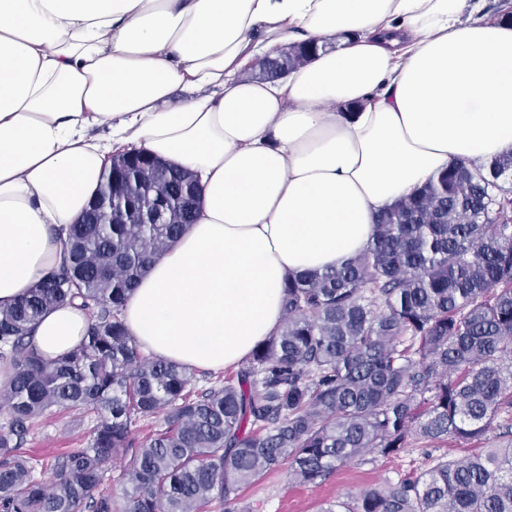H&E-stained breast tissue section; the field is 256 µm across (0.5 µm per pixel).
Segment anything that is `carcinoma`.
Instances as JSON below:
<instances>
[{
	"instance_id": "cac0c4a2",
	"label": "carcinoma",
	"mask_w": 512,
	"mask_h": 512,
	"mask_svg": "<svg viewBox=\"0 0 512 512\" xmlns=\"http://www.w3.org/2000/svg\"><path fill=\"white\" fill-rule=\"evenodd\" d=\"M318 50L308 40L269 60L276 79ZM165 182L136 169L122 221L94 200L69 228V259L0 310V512H116L100 489L124 460L123 512H241L243 488L288 465L319 485L367 453L465 443L423 472L331 501L320 512H512V154L460 162L382 211L370 248L326 270L290 276L279 331L248 361L195 391L196 370L140 352L122 318L128 294L193 223L201 189L174 164ZM155 210L164 224H146ZM91 316L85 341L55 360L29 340L55 304ZM95 415L90 443L56 459L55 479L17 453L36 419ZM166 416L148 440L138 422Z\"/></svg>"
}]
</instances>
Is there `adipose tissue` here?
<instances>
[{
    "instance_id": "adipose-tissue-1",
    "label": "adipose tissue",
    "mask_w": 512,
    "mask_h": 512,
    "mask_svg": "<svg viewBox=\"0 0 512 512\" xmlns=\"http://www.w3.org/2000/svg\"><path fill=\"white\" fill-rule=\"evenodd\" d=\"M295 36L311 60L246 78ZM133 149L191 170L202 202L126 328L157 358L233 367L278 331L289 276L365 251L450 166L512 154V25L481 0H0V308L59 268ZM89 325L60 304L32 342L55 359Z\"/></svg>"
}]
</instances>
